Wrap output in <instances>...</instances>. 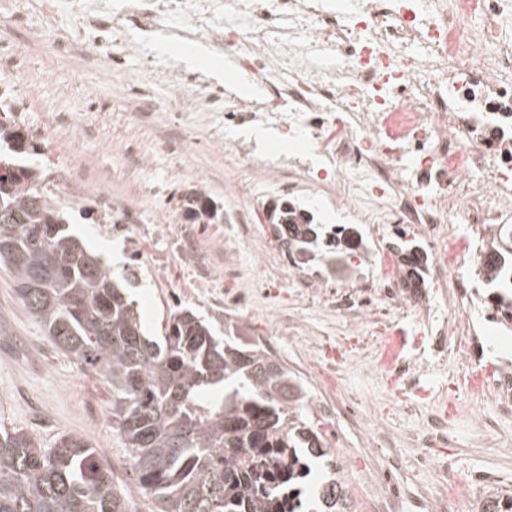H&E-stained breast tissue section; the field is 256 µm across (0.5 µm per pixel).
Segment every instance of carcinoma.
I'll use <instances>...</instances> for the list:
<instances>
[{
  "instance_id": "cac0c4a2",
  "label": "carcinoma",
  "mask_w": 512,
  "mask_h": 512,
  "mask_svg": "<svg viewBox=\"0 0 512 512\" xmlns=\"http://www.w3.org/2000/svg\"><path fill=\"white\" fill-rule=\"evenodd\" d=\"M0 141L22 156L0 174V262L52 344L112 392V430L155 512H272L270 462L289 453L307 470L331 454L297 383L263 348L217 335L189 308L170 314L163 335H147L130 299L137 277L114 276L70 234L71 207L43 186L33 143L2 124ZM180 208L195 224L224 223V208L202 189ZM268 221L285 253L305 264L329 265L366 246L357 225L320 224L293 202H276ZM391 247L407 287H424L421 249L402 235ZM511 270V249L477 265L496 307L510 313L512 286L500 278ZM317 499L324 512H351L341 467L329 471ZM0 512H127V502L83 437L65 434L43 448L21 429H2ZM481 512H512V497L496 494Z\"/></svg>"
}]
</instances>
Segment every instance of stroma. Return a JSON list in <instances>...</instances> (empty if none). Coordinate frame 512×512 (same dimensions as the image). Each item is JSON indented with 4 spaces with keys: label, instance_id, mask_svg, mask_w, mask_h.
Returning <instances> with one entry per match:
<instances>
[{
    "label": "stroma",
    "instance_id": "1",
    "mask_svg": "<svg viewBox=\"0 0 512 512\" xmlns=\"http://www.w3.org/2000/svg\"><path fill=\"white\" fill-rule=\"evenodd\" d=\"M10 17L0 21V46H7L11 65L19 77L42 76L32 102L31 120L42 124L58 109L83 115L79 137L56 135V151L68 160L78 176L102 181L113 193L129 195L134 187L127 181L131 166H138L142 184H152L172 166L160 146L175 136L163 121L146 123L137 137L128 128L136 107L130 89L132 72L117 79H103V61L88 56L75 46L66 58L50 47L32 0H0ZM95 89L101 99L98 111L87 110L85 96ZM143 246L141 260H134L123 241L103 240L97 225L78 221L72 232L95 254L102 256L113 274L136 266L139 286L134 300L150 334L159 335L172 311L188 307L207 318H217L218 334L254 338L301 384L310 415L323 424L328 440L350 488L354 512H367L373 499L389 489L400 490L398 512H417L423 497L437 493L433 471L417 462L421 453L417 437L429 416L445 407H456L448 424L452 444L433 449L435 459L452 464L453 480L468 497L469 512H479L484 499L496 492L512 494V416L499 415L495 403L470 396L460 374L461 365L452 356L432 351V331L448 317V300L433 296L429 311L421 318L395 316L390 321L369 319L362 327L358 347L339 368L341 396L362 398L364 418L336 412L324 418L320 405L324 392L318 358L320 347L336 349L351 337L348 316L328 309L319 296L304 288L333 278L359 289L373 273L372 260L352 255L334 266L306 265L284 272V251L267 261L271 278H287L279 308L290 322L287 335H277L267 319V303L239 306L231 298L239 284L221 278L224 268V227L182 221L160 229L151 210H143L139 224ZM196 250L200 261L182 258ZM470 321L479 324L478 341L482 363L512 372V329L500 330L483 324L481 311ZM398 331L408 345L406 357L415 368V380L426 390L419 398L390 384L375 373L371 362L386 332ZM111 396L90 372L77 368L60 354L40 324L22 306L13 292L8 268L0 264V428L22 429L36 437L42 447H52L65 433L83 436L111 469L116 489L127 500L128 512H154L152 502L125 477L130 462L123 441L112 431ZM498 423V436H490L482 419Z\"/></svg>",
    "mask_w": 512,
    "mask_h": 512
}]
</instances>
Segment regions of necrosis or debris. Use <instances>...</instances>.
<instances>
[{
  "mask_svg": "<svg viewBox=\"0 0 512 512\" xmlns=\"http://www.w3.org/2000/svg\"><path fill=\"white\" fill-rule=\"evenodd\" d=\"M44 28L76 20L72 42L104 51L107 73L129 60L171 95L159 101L142 83L138 120L159 118L197 132L196 111L213 109L205 139L223 151L224 221L258 258L270 252L243 216L271 196L326 198L341 224L400 230L424 241L430 287L448 296V325L437 352L470 356L477 331L462 317L485 303L471 275L495 241H512V0H36ZM204 42L262 88L242 97L206 71L169 60L160 68L135 30ZM35 81L0 73V117L28 122ZM260 125L305 144L279 155L233 137ZM60 194L90 205L95 223L133 242L138 213L111 190L75 181L68 164L47 159ZM468 225L471 240L456 239ZM370 295L326 285L332 304L354 315L399 308L416 314L423 299L403 285L396 255L374 254Z\"/></svg>",
  "mask_w": 512,
  "mask_h": 512,
  "instance_id": "obj_1",
  "label": "necrosis or debris"
}]
</instances>
